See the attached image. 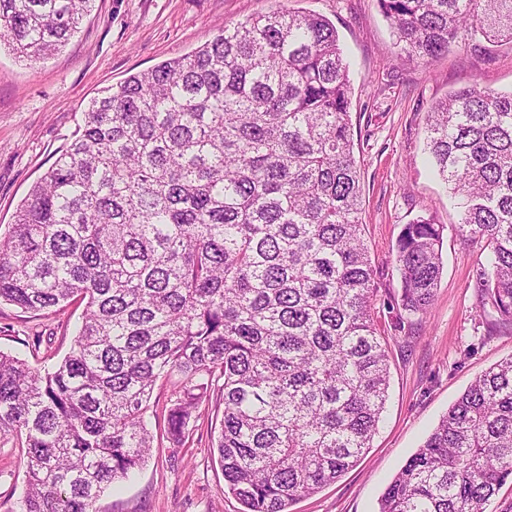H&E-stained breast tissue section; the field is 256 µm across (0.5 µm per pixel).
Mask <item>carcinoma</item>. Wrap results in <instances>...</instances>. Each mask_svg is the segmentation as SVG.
<instances>
[{
  "label": "carcinoma",
  "instance_id": "cac0c4a2",
  "mask_svg": "<svg viewBox=\"0 0 512 512\" xmlns=\"http://www.w3.org/2000/svg\"><path fill=\"white\" fill-rule=\"evenodd\" d=\"M92 0H0V43L38 62ZM401 53L430 65L472 37L512 43V0H379ZM349 65L335 26L281 9L91 99L0 230V302L85 301L49 369L0 352V436L24 438L10 512H100L145 463L158 382L177 446L222 381L211 448L241 512H289L370 446L390 386L372 314ZM427 146L482 243L481 307L512 324V92L473 82L438 103ZM444 226L395 246L397 305L425 316ZM512 479V357L477 376L408 458L378 512H487Z\"/></svg>",
  "mask_w": 512,
  "mask_h": 512
}]
</instances>
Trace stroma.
<instances>
[{
    "mask_svg": "<svg viewBox=\"0 0 512 512\" xmlns=\"http://www.w3.org/2000/svg\"><path fill=\"white\" fill-rule=\"evenodd\" d=\"M287 8L336 28L350 63L353 149L361 173L364 239L376 271L374 318L387 340L390 390L383 418L358 464L291 512H378L387 485L475 377L512 357V327L487 328L475 286L478 243L458 231L459 214L426 152L428 114L471 81L512 91V45L486 51L457 43L424 65L401 55L378 0H93L58 53L30 63L0 47V225L53 163L105 87L210 42L220 27ZM433 217L444 227L443 270L426 317L398 320L400 277L392 247L404 224ZM84 305L42 315L0 304V351L48 366L70 350ZM211 399L172 447L158 438L145 464L108 489L101 512H241L210 446L223 417ZM25 490L23 452L0 438V512Z\"/></svg>",
    "mask_w": 512,
    "mask_h": 512,
    "instance_id": "stroma-1",
    "label": "stroma"
}]
</instances>
